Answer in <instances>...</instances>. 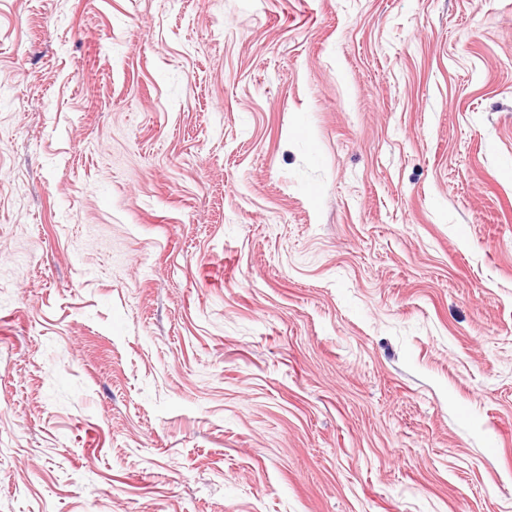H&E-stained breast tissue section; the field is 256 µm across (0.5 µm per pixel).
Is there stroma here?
I'll return each instance as SVG.
<instances>
[{"label": "stroma", "instance_id": "1", "mask_svg": "<svg viewBox=\"0 0 512 512\" xmlns=\"http://www.w3.org/2000/svg\"><path fill=\"white\" fill-rule=\"evenodd\" d=\"M0 512H512V0H0Z\"/></svg>", "mask_w": 512, "mask_h": 512}]
</instances>
